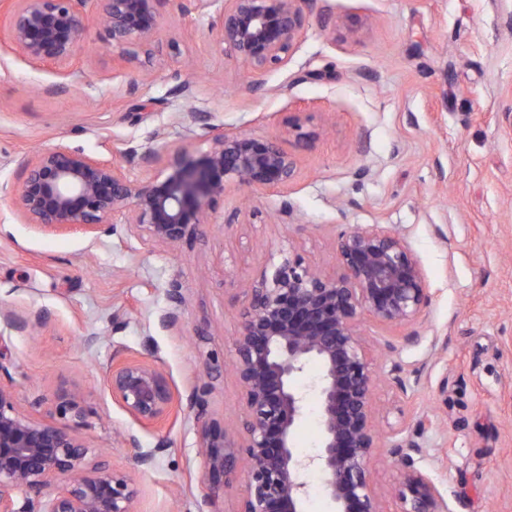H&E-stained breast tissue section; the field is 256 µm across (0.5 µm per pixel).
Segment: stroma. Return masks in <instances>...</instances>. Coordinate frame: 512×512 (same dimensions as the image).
<instances>
[{
    "instance_id": "35a3bbf8",
    "label": "stroma",
    "mask_w": 512,
    "mask_h": 512,
    "mask_svg": "<svg viewBox=\"0 0 512 512\" xmlns=\"http://www.w3.org/2000/svg\"><path fill=\"white\" fill-rule=\"evenodd\" d=\"M160 12L159 50L124 67L97 26L68 68L0 44V304L48 318L41 330L0 325V383L35 419L53 417L61 390L81 388L89 415L78 434L129 471L136 512H197L205 473L193 419L138 424L105 387L113 355L158 364L184 394L212 367L209 413L235 421L244 283L284 251L338 272L339 236L382 224L406 238L429 302L411 324H363L379 356L381 437L369 469L380 508L401 509L393 446L403 436L423 446L448 512H512V0H310L287 65L248 99L237 93L242 69L209 32L213 12L172 0ZM172 38L191 69L178 67ZM185 80L189 101L172 92ZM189 105L212 125L278 137L296 163L288 188L228 184L210 223L175 248L145 244L120 223L93 236L20 219L13 192L37 152L64 145L108 160L163 144L191 143L196 157L210 150L211 137L188 140L178 120ZM293 105L313 114L309 142L283 130ZM175 279L187 297L178 331L160 321ZM318 373L309 367L296 381L306 394L294 430L303 456L318 451ZM131 435L146 450L169 446L141 472L129 461Z\"/></svg>"
}]
</instances>
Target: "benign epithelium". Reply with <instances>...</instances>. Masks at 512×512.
<instances>
[{
    "label": "benign epithelium",
    "instance_id": "7a95c632",
    "mask_svg": "<svg viewBox=\"0 0 512 512\" xmlns=\"http://www.w3.org/2000/svg\"><path fill=\"white\" fill-rule=\"evenodd\" d=\"M4 41L30 62L67 64L78 54L89 27L102 19L118 56L131 62L150 56L166 0H8ZM308 0H224L211 22L222 50L247 70L239 92L260 90L265 71L281 67L302 36ZM188 142L163 145L141 155L122 152L148 166L162 164L146 182H133L121 166L58 146L28 161L15 192L17 211L45 233L80 231L95 235L124 221L148 242L175 246L198 234L216 212L230 182L259 192L286 187L294 159L277 139L204 122L200 112H183ZM313 116L288 111L283 127L300 141L314 137ZM213 133L201 158L189 156L193 127ZM341 270L319 272L295 254L272 272H262L242 289L240 326L233 338L234 366L245 394L235 428L208 412L213 385L202 382L183 396L154 363L126 357L112 361L105 385L136 422L154 427L180 413L193 417L206 486L198 512L215 505L224 485L246 457V491L238 512H305L308 478L320 476L331 512H381L370 483L369 463L377 448L372 392L374 356L360 326L364 318L387 326L416 321L429 295L422 267L406 238L385 227L350 230L337 243ZM162 322L181 323L182 284L167 289ZM320 368L318 452L295 451L294 430L305 397L295 386L310 364ZM56 410L68 423L35 420L18 408L14 390L0 383V512H135L138 489L128 473L91 458L77 436L87 408L78 392L58 396ZM132 466L152 467L165 441L142 451L128 439ZM403 471L401 512H446L429 477L417 466L419 446L396 445Z\"/></svg>",
    "mask_w": 512,
    "mask_h": 512
}]
</instances>
